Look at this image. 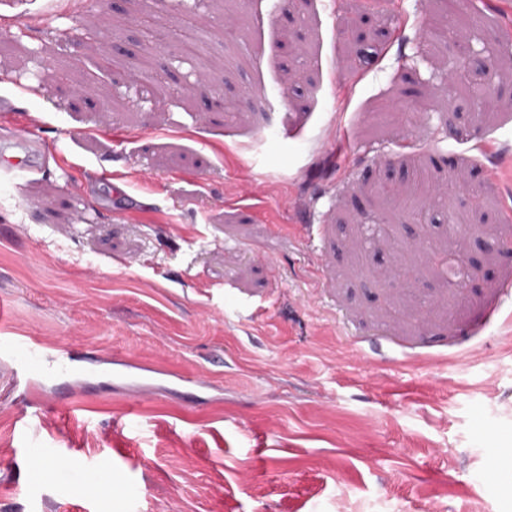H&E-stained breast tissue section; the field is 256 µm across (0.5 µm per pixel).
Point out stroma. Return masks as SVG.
Instances as JSON below:
<instances>
[{"label":"stroma","instance_id":"stroma-1","mask_svg":"<svg viewBox=\"0 0 512 512\" xmlns=\"http://www.w3.org/2000/svg\"><path fill=\"white\" fill-rule=\"evenodd\" d=\"M467 16L0 0V146L47 155L0 186V336L94 359L15 387L0 353V512H512V257L426 256L512 235V0Z\"/></svg>","mask_w":512,"mask_h":512}]
</instances>
